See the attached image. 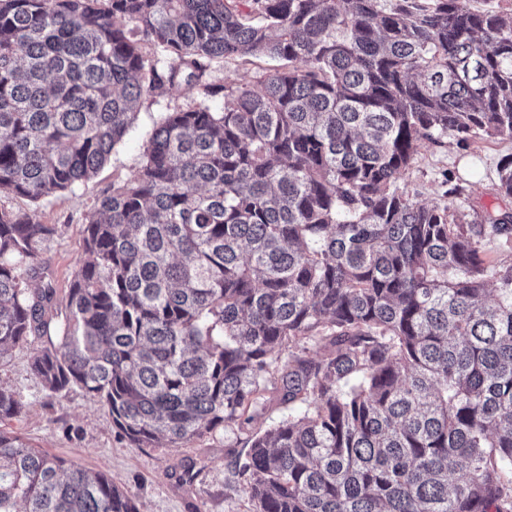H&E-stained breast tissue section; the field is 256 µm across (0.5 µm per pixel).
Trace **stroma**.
<instances>
[{"mask_svg":"<svg viewBox=\"0 0 512 512\" xmlns=\"http://www.w3.org/2000/svg\"><path fill=\"white\" fill-rule=\"evenodd\" d=\"M200 87L181 85L161 98H143L129 133L110 160L90 180L74 189L33 203L0 195V207L28 213L55 233L35 260L29 288L52 287L64 301L82 252L83 217L113 185L136 177L145 143L165 112L199 97ZM512 154V142L478 139L462 147L448 140L424 144L398 183L414 202L448 204L452 185L464 188L454 200L466 210L493 212L505 207L497 191V165ZM40 340L20 344L0 360V384L11 388L25 405L23 414L4 424L49 454L93 472L111 475L131 496L139 512H252L244 480L235 462L247 452L248 432L217 431L182 448L166 443L138 449L112 425L106 408L78 388L51 396L30 371Z\"/></svg>","mask_w":512,"mask_h":512,"instance_id":"1","label":"stroma"}]
</instances>
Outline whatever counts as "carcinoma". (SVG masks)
Here are the masks:
<instances>
[{"instance_id": "cac0c4a2", "label": "carcinoma", "mask_w": 512, "mask_h": 512, "mask_svg": "<svg viewBox=\"0 0 512 512\" xmlns=\"http://www.w3.org/2000/svg\"><path fill=\"white\" fill-rule=\"evenodd\" d=\"M134 26H127V22ZM263 57L260 89L207 80ZM138 175L83 219L61 310L24 275L55 228L0 207V360L105 406L135 448L288 417L236 461L253 512H512V209L412 201L425 143L512 140V13L467 0H0V194L95 176L145 96ZM512 199V154L497 167ZM497 298L487 300L488 282ZM0 385V421L22 414ZM0 512H139L0 431Z\"/></svg>"}]
</instances>
